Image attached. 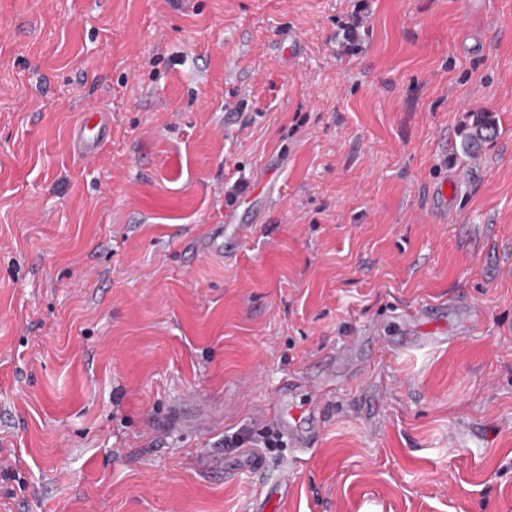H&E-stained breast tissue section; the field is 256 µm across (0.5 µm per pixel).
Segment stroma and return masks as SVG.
Instances as JSON below:
<instances>
[{
    "label": "stroma",
    "mask_w": 512,
    "mask_h": 512,
    "mask_svg": "<svg viewBox=\"0 0 512 512\" xmlns=\"http://www.w3.org/2000/svg\"><path fill=\"white\" fill-rule=\"evenodd\" d=\"M422 305L443 341L402 345ZM329 368L309 452L265 447ZM283 476L275 512H512V0H0V512H255ZM111 127L103 117V112L91 107L81 116L71 132L70 139L81 157L95 156L106 141ZM494 125L489 118L477 117L463 143L466 154H474L478 148L494 135ZM450 187L456 190V179L448 181V178L445 177L437 185L433 186L430 191L432 214L438 222L443 224L448 222V207H445V203L448 201V189ZM236 214L233 208L224 211V224L212 234L209 239V245L224 251V234L226 243H237L249 238L252 230L251 224H236Z\"/></svg>",
    "instance_id": "35a3bbf8"
}]
</instances>
